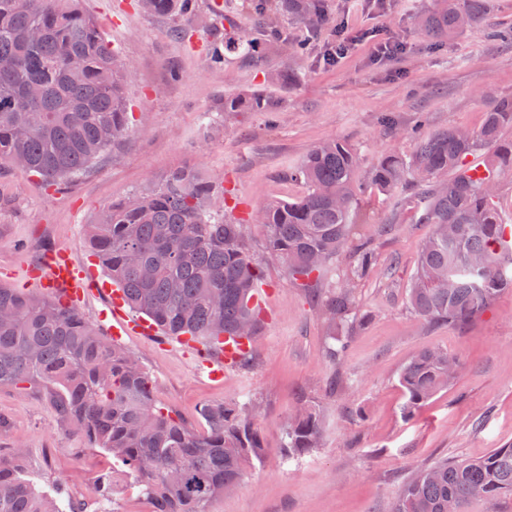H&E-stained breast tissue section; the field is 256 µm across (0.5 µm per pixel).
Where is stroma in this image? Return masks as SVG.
<instances>
[{"instance_id":"stroma-1","label":"stroma","mask_w":512,"mask_h":512,"mask_svg":"<svg viewBox=\"0 0 512 512\" xmlns=\"http://www.w3.org/2000/svg\"><path fill=\"white\" fill-rule=\"evenodd\" d=\"M213 2L197 0L195 17L184 20L145 15L137 0H81L129 66V133L89 173L57 189L0 167V284L43 297L26 280L47 246L90 264L86 227L103 206L178 169L204 173L221 187L214 207L245 225L264 272L266 319L252 359L214 380L175 337L132 335L121 343L150 373L155 401L191 426H198L203 405L255 403L264 457L209 512H386L419 466L479 457L512 443V291L465 327L422 324L406 297L431 227L418 221L417 196L406 195L396 209L390 196L366 189L359 234L373 243L377 266L358 286L356 301L375 318L342 328L348 346L336 364L326 356L330 338L316 296L269 257L254 216L304 192L288 171L321 140L352 144L364 172L386 151L409 153L415 136L479 129L494 101L512 98V40L490 34L494 24L512 27V0H486L485 24L439 41L414 22L433 0H327L329 21L318 32L295 20L283 25L290 43L308 44L307 53L273 49L255 63L231 55L221 64L213 52L225 21ZM178 28L186 37L175 36ZM340 29L379 33L404 51L377 62L366 41L327 63L324 55ZM281 70L297 73L298 82L287 89L270 83L269 75ZM255 91L272 97L273 111H225V95ZM434 346L457 356L463 370L404 418L399 374ZM303 394L323 409L322 442L285 463L283 427ZM0 416L9 421L0 429V454L25 449L40 488L97 505L112 459L66 431L42 390H0Z\"/></svg>"}]
</instances>
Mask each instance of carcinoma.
I'll use <instances>...</instances> for the list:
<instances>
[{
	"label": "carcinoma",
	"instance_id": "1",
	"mask_svg": "<svg viewBox=\"0 0 512 512\" xmlns=\"http://www.w3.org/2000/svg\"><path fill=\"white\" fill-rule=\"evenodd\" d=\"M147 14L187 17L195 0H149ZM259 24L246 39L224 38V51L242 59L267 48L296 53L281 36L284 19L311 26L327 22L326 0H253ZM486 21L482 0H436L417 16L433 39ZM0 164L41 177L77 179L128 133L125 80L129 66L106 41L97 19L79 0H0ZM78 58V67L71 60ZM263 92L224 97L226 112H270ZM512 99L492 103L481 127L453 128L415 141L411 153H384L367 184L390 195L411 191L425 200L418 218L433 226L423 241L408 288V303L429 324L466 325L512 290V247L504 248L498 207L500 177L512 176ZM490 151L488 175H467L468 158ZM359 156L346 141L315 145L288 173L306 191L260 210L268 251L288 277L317 285L346 254L342 283L327 292L321 311L328 329L366 324L356 310L355 286L373 272L377 254L357 237L362 184ZM215 185L194 170H177L144 192L107 205L87 225L88 245L128 306L166 336L202 344L233 336L252 346L263 322L253 302L261 269L250 254L244 225L213 208ZM461 371L458 358L433 348L402 369L403 415L417 409ZM43 389L58 419L76 427L91 448L112 455L132 478L150 512H208L210 503L236 490L248 467L263 457L253 405L206 404L201 429L187 425L153 398V380L134 355L85 320L80 311L0 286V389ZM323 411L299 397L284 429L283 458L319 446ZM26 452L0 455V512H88V505L36 488ZM512 496V444L477 458L421 466L388 512H468L475 501L500 509Z\"/></svg>",
	"mask_w": 512,
	"mask_h": 512
}]
</instances>
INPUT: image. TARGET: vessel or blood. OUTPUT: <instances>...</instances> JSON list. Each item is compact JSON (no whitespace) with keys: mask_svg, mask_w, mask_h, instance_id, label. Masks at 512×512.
<instances>
[{"mask_svg":"<svg viewBox=\"0 0 512 512\" xmlns=\"http://www.w3.org/2000/svg\"><path fill=\"white\" fill-rule=\"evenodd\" d=\"M30 278L67 306L78 305L97 285L88 268L78 263L68 251L56 247L46 249L37 267L31 271ZM125 305L123 291L112 289L109 304L99 314L100 320L107 324L109 334L117 338L133 332L155 335V325L143 318L128 317ZM238 346L237 340L228 338L220 347L207 348L194 343L190 349L195 353L198 364L207 368L209 377L219 379L223 377L225 368L236 365Z\"/></svg>","mask_w":512,"mask_h":512,"instance_id":"1","label":"vessel or blood"}]
</instances>
